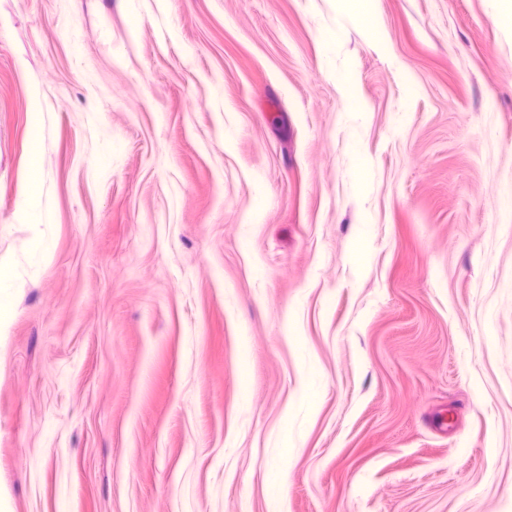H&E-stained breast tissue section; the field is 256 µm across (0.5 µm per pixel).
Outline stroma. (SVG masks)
<instances>
[{
  "label": "stroma",
  "instance_id": "35a3bbf8",
  "mask_svg": "<svg viewBox=\"0 0 512 512\" xmlns=\"http://www.w3.org/2000/svg\"><path fill=\"white\" fill-rule=\"evenodd\" d=\"M375 7L358 195L323 0H0V512H268L298 341L288 512H512V36ZM28 216L31 224L36 229L29 247V261L26 271L28 278L37 277L45 266L50 256L51 237L46 235L45 228L52 223L51 215L35 202L32 201L28 206ZM348 259L361 275L364 276L370 271L369 242L366 239L363 228L357 231L350 239ZM300 359V388L294 401L285 407L279 425L272 434L271 453L277 459V474L282 476L280 463L294 455L304 444L307 425L319 410V376L304 345H297Z\"/></svg>",
  "mask_w": 512,
  "mask_h": 512
}]
</instances>
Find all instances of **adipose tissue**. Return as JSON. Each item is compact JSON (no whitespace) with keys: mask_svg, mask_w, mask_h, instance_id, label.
Wrapping results in <instances>:
<instances>
[{"mask_svg":"<svg viewBox=\"0 0 512 512\" xmlns=\"http://www.w3.org/2000/svg\"><path fill=\"white\" fill-rule=\"evenodd\" d=\"M332 25L321 35L323 53L321 66L332 75L342 100L339 120L351 132V163L348 177L355 189H363L371 177L363 139L365 121V102L358 95L353 76L346 68L337 66L340 48L350 28L363 25L369 39H376L381 22L374 8L375 0H324ZM28 216L36 234L29 247L27 277H37L50 256V236L45 230L51 224L52 217L37 203H30ZM300 359V388L294 401L287 405L282 413L279 425L272 434L271 452L277 460L294 455L304 444L307 425L316 417L319 410V376L312 365L305 347H298Z\"/></svg>","mask_w":512,"mask_h":512,"instance_id":"obj_1","label":"adipose tissue"}]
</instances>
